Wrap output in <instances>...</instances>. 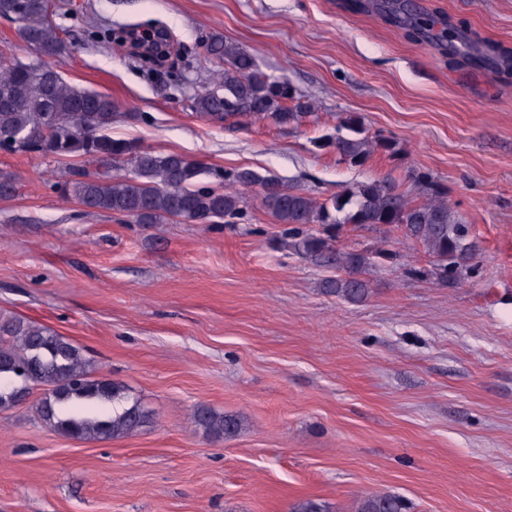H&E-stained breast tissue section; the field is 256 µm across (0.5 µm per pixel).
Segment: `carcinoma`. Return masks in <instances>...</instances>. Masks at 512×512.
I'll return each instance as SVG.
<instances>
[{
  "instance_id": "carcinoma-1",
  "label": "carcinoma",
  "mask_w": 512,
  "mask_h": 512,
  "mask_svg": "<svg viewBox=\"0 0 512 512\" xmlns=\"http://www.w3.org/2000/svg\"><path fill=\"white\" fill-rule=\"evenodd\" d=\"M51 0H0V17L19 24L21 39L40 57L22 62L9 47L0 48V150L13 147L68 164L75 159L103 167L90 173L68 168L58 183L60 193L94 212L122 215L137 224H162L172 218L195 224L245 216L246 191L258 189L264 207L281 224L289 225L291 248L301 258L336 271L325 281L327 293L361 303L370 287L361 278L384 256L385 250H347L337 244L331 229L341 224L360 227L393 226L408 242L423 247L433 274L442 283L457 282L475 272L476 246L470 229L448 206V189L427 172L413 181L425 200L413 202L392 180L355 184L320 200L308 191L283 183L275 176L252 170L214 173L215 186H202L201 164L178 153H155L139 144L112 137L117 106L99 92L70 86L52 66L65 49L60 30L50 20ZM408 37L431 34L435 20L425 17L407 0H361ZM439 40L452 58L487 63L512 78V61L489 44L477 42L457 24H447ZM206 54L224 61L222 91L208 89L195 97V108L207 117L250 116L277 125H304L317 120L313 105L287 78L263 71L255 58L220 38L204 45ZM321 150L336 154L349 168H360L375 152L394 156L397 143L390 136L363 134L359 118L347 116L336 131L314 139ZM18 189L14 175L0 172V198ZM320 224L323 232L306 233L302 226ZM39 391L36 414L59 434L75 440H107L132 435L151 421L150 412L129 398L118 382L98 377L82 350L66 337L39 323L16 316H0V410L25 403ZM194 425L216 440L234 437L239 417L208 405H198ZM357 512H407L394 494L366 496Z\"/></svg>"
}]
</instances>
